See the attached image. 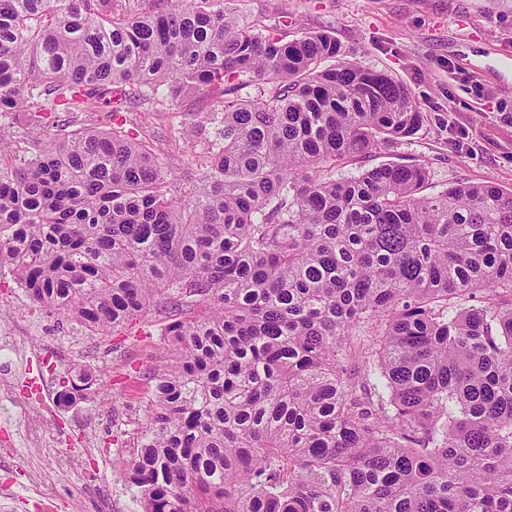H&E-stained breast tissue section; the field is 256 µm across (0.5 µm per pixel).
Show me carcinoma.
<instances>
[{
	"mask_svg": "<svg viewBox=\"0 0 512 512\" xmlns=\"http://www.w3.org/2000/svg\"><path fill=\"white\" fill-rule=\"evenodd\" d=\"M339 56L224 0H0V266L99 335L199 309L121 462L142 512H512V190L336 176L423 123ZM194 96L179 178L123 113Z\"/></svg>",
	"mask_w": 512,
	"mask_h": 512,
	"instance_id": "1",
	"label": "carcinoma"
}]
</instances>
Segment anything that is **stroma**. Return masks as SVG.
Listing matches in <instances>:
<instances>
[{
    "label": "stroma",
    "instance_id": "35a3bbf8",
    "mask_svg": "<svg viewBox=\"0 0 512 512\" xmlns=\"http://www.w3.org/2000/svg\"><path fill=\"white\" fill-rule=\"evenodd\" d=\"M242 21L287 24L289 36L331 31L342 57L384 70L412 93L426 119L416 135L377 149L359 166L422 164L427 193L458 182L512 189V0H226ZM198 100L155 112H128L126 128L161 140V159L191 162L196 147L164 139L189 122ZM168 319L149 312L122 332L88 334L78 322L38 308L9 268H0V337L13 339L7 389L30 377L41 402L0 406V512H141L120 461L148 423L149 371L166 361ZM88 375L90 390L62 404L38 432L44 405Z\"/></svg>",
    "mask_w": 512,
    "mask_h": 512
}]
</instances>
